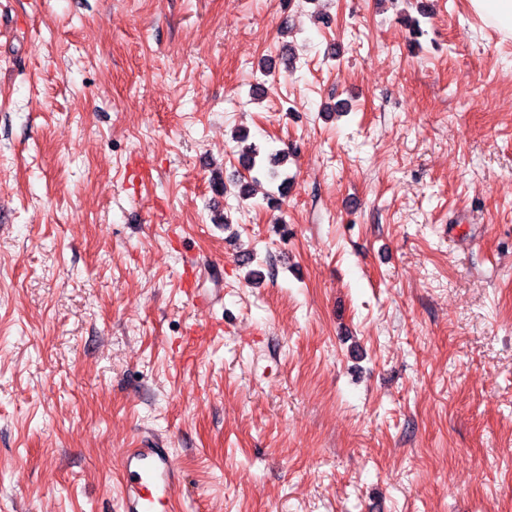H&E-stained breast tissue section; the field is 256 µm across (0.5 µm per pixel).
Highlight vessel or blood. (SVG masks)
<instances>
[{
  "label": "vessel or blood",
  "instance_id": "b4317fda",
  "mask_svg": "<svg viewBox=\"0 0 512 512\" xmlns=\"http://www.w3.org/2000/svg\"><path fill=\"white\" fill-rule=\"evenodd\" d=\"M121 468L122 512H157L172 501L182 483L163 440L152 438L144 447L127 449Z\"/></svg>",
  "mask_w": 512,
  "mask_h": 512
}]
</instances>
